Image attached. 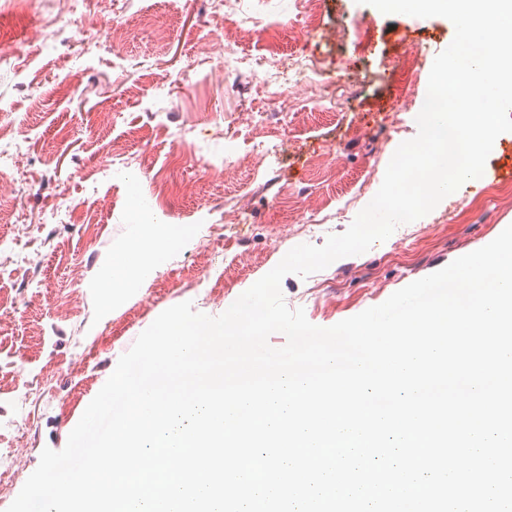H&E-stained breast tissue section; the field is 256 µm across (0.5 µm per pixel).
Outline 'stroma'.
<instances>
[{"mask_svg":"<svg viewBox=\"0 0 512 512\" xmlns=\"http://www.w3.org/2000/svg\"><path fill=\"white\" fill-rule=\"evenodd\" d=\"M88 28L129 30L120 50L81 44L68 0H31L24 17L0 8V445L14 447L13 492L44 448L62 450L86 407L141 332L165 309L191 302L217 316L294 246L323 245L370 202L354 196L369 166L376 180L400 143L418 132L387 107L393 60L421 52L425 66L452 42L446 18L385 15L363 0H324L318 25L299 36L295 0H80ZM366 19L378 45L353 57L352 23ZM247 65L219 74L226 52ZM337 74L325 84L311 69ZM287 88L271 100L259 84ZM335 101L350 130L318 112ZM283 113L286 127L255 123ZM276 154L275 180H259ZM337 150L338 163L328 153ZM512 133L497 137L480 180L463 183L427 215L355 258L281 284L289 308L332 326L433 270L479 249L512 225ZM183 201L156 212L182 228L176 245L135 261L142 238L132 200L152 204L158 176ZM320 212L324 224L302 220ZM58 370L47 380V367Z\"/></svg>","mask_w":512,"mask_h":512,"instance_id":"obj_1","label":"stroma"}]
</instances>
